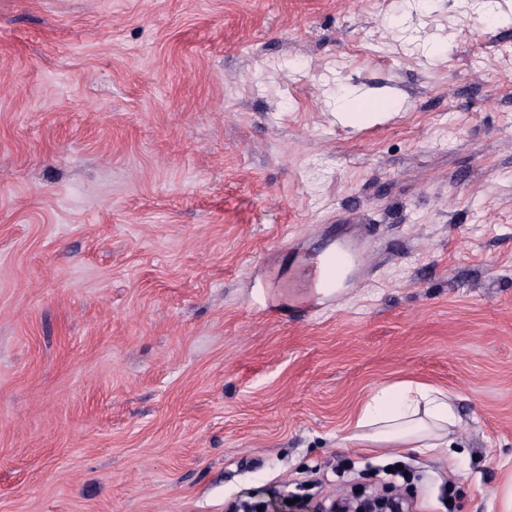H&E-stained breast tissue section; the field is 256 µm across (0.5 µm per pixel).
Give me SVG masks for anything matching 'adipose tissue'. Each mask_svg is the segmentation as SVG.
Returning <instances> with one entry per match:
<instances>
[{
	"label": "adipose tissue",
	"instance_id": "ef3b65f1",
	"mask_svg": "<svg viewBox=\"0 0 512 512\" xmlns=\"http://www.w3.org/2000/svg\"><path fill=\"white\" fill-rule=\"evenodd\" d=\"M458 422L454 395L404 381L376 389L358 410L344 441L377 448L443 451Z\"/></svg>",
	"mask_w": 512,
	"mask_h": 512
}]
</instances>
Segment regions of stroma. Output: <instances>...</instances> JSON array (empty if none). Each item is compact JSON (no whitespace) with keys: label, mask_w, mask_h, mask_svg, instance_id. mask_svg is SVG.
Returning <instances> with one entry per match:
<instances>
[{"label":"stroma","mask_w":512,"mask_h":512,"mask_svg":"<svg viewBox=\"0 0 512 512\" xmlns=\"http://www.w3.org/2000/svg\"><path fill=\"white\" fill-rule=\"evenodd\" d=\"M332 248L338 293L275 299ZM407 379L456 459L341 447ZM398 466L418 512L512 483V0H0V512Z\"/></svg>","instance_id":"obj_1"}]
</instances>
